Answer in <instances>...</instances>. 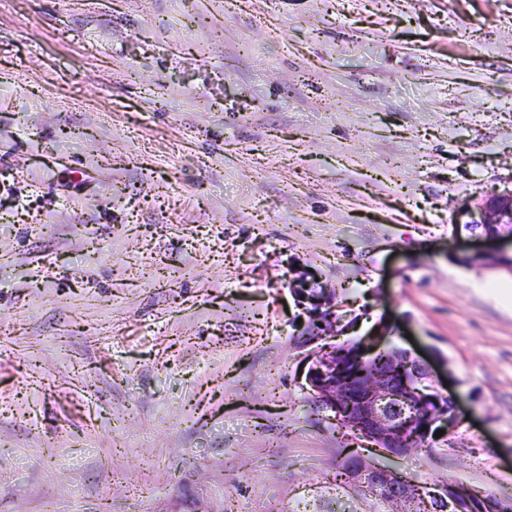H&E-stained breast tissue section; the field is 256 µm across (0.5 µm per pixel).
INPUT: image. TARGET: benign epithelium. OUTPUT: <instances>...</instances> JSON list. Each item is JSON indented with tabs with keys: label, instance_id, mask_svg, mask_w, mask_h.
Here are the masks:
<instances>
[{
	"label": "benign epithelium",
	"instance_id": "1",
	"mask_svg": "<svg viewBox=\"0 0 512 512\" xmlns=\"http://www.w3.org/2000/svg\"><path fill=\"white\" fill-rule=\"evenodd\" d=\"M478 216L454 227L471 232L473 240L486 239V230L500 228L499 240L512 244V190L494 195L477 206ZM481 233H476L477 229ZM298 298L309 303V320L303 335L315 345L305 357V388L317 407L331 414V420L346 424L351 442H369L381 449L383 459L373 460L356 449L346 455V479L365 490L385 489L399 503L417 493L428 504L430 512H464L462 503L476 490L463 483L419 485L396 466L404 457V437L429 443L438 430L447 428L453 436L460 425L456 400L440 391L425 392L428 371L424 364L406 349H399L396 369H384L354 384L347 370V353L340 351L330 339L336 337L340 316L336 304L327 299L326 290L303 287V281L291 288ZM392 346L386 329H375L364 336L356 357L364 361L386 358Z\"/></svg>",
	"mask_w": 512,
	"mask_h": 512
}]
</instances>
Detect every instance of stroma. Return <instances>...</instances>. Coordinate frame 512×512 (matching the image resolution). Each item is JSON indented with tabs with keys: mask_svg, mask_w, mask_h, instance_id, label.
<instances>
[{
	"mask_svg": "<svg viewBox=\"0 0 512 512\" xmlns=\"http://www.w3.org/2000/svg\"><path fill=\"white\" fill-rule=\"evenodd\" d=\"M512 0H0V512H303L309 273L457 396L399 462L512 497ZM477 209L478 219L472 213L471 221L454 224L456 231H469L473 240L481 242L486 239V230L506 228L499 234L498 241L511 243L512 253V189L484 200ZM479 228L482 229L479 236L473 234ZM483 252V248L481 246H475L463 251H460L456 254V260L458 261H468L474 258L476 255ZM465 266H479V267H490L502 269L504 267H508L512 265V257L503 256L498 248H486V250L475 260L463 264Z\"/></svg>",
	"mask_w": 512,
	"mask_h": 512,
	"instance_id": "1",
	"label": "stroma"
}]
</instances>
